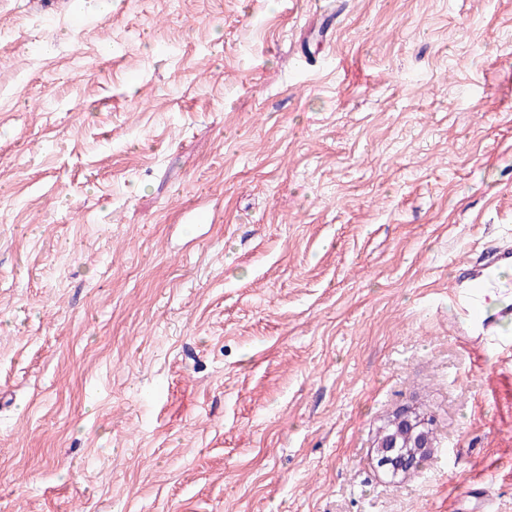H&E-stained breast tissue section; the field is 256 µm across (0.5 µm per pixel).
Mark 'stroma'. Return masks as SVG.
Masks as SVG:
<instances>
[{
    "label": "stroma",
    "instance_id": "obj_1",
    "mask_svg": "<svg viewBox=\"0 0 512 512\" xmlns=\"http://www.w3.org/2000/svg\"><path fill=\"white\" fill-rule=\"evenodd\" d=\"M506 240L512 0H0V512H512ZM486 255L466 264L457 265L463 281L471 283V288L481 285L493 286L491 280L492 268L508 267L512 265V244L502 242L492 244L486 248ZM448 299L460 318V324L471 327L466 336H472L467 342L474 345L487 343L489 336H498L500 329L512 322L510 306L491 314L481 309L473 291L455 290L448 295ZM433 429L430 428L424 434L419 430L410 434V428L407 423H394L384 430L379 431L375 439V448H393L388 455L408 457L410 454L402 450V448H413L414 446H422L426 443H432L434 440Z\"/></svg>",
    "mask_w": 512,
    "mask_h": 512
}]
</instances>
